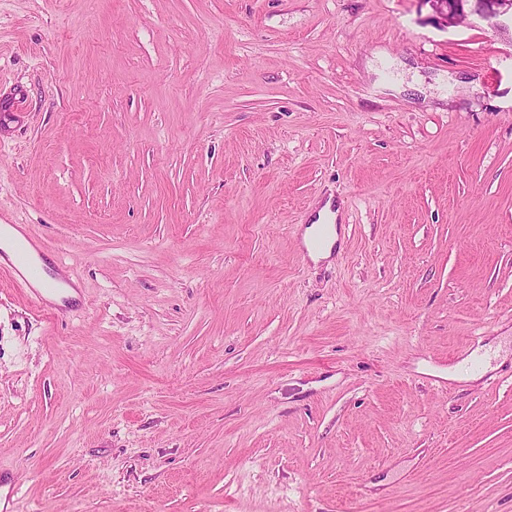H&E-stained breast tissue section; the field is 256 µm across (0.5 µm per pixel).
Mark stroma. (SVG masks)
<instances>
[{
  "mask_svg": "<svg viewBox=\"0 0 512 512\" xmlns=\"http://www.w3.org/2000/svg\"><path fill=\"white\" fill-rule=\"evenodd\" d=\"M3 101L0 224L85 301L53 317L0 270L17 512H512L511 28L0 0ZM332 206L331 200H328L318 212L316 222L307 226L304 230L303 242L310 259L315 263L328 259L332 253L334 244L337 243L339 239L338 229L335 227L334 222L338 220L340 209L336 207L335 211H333ZM324 228H326L328 232L325 244L319 249L312 248V239Z\"/></svg>",
  "mask_w": 512,
  "mask_h": 512,
  "instance_id": "stroma-1",
  "label": "stroma"
}]
</instances>
